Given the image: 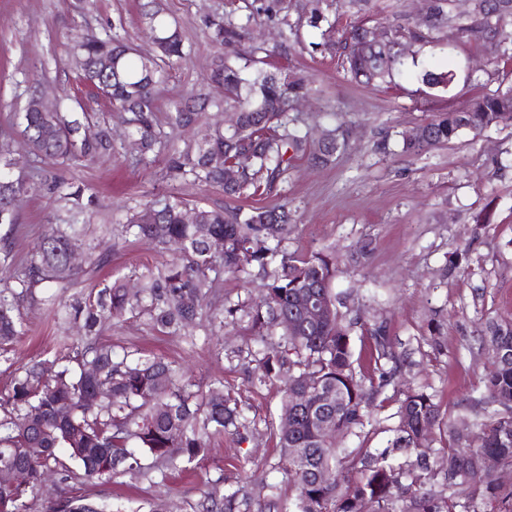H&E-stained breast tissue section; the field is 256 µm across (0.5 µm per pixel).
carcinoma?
<instances>
[{
  "label": "carcinoma",
  "instance_id": "carcinoma-1",
  "mask_svg": "<svg viewBox=\"0 0 512 512\" xmlns=\"http://www.w3.org/2000/svg\"><path fill=\"white\" fill-rule=\"evenodd\" d=\"M279 0H269L235 24L222 17L207 21L211 41L226 48L239 42L255 13L277 14ZM301 11L310 25L326 21L319 0H304ZM144 23L152 32L154 54L135 56L134 49L115 38L93 33L79 35L72 47L75 68L87 85L104 90L112 106L125 111L129 126V154L142 161L162 144L155 121V96L163 66L184 60V35L159 9H147ZM336 21L321 31L325 50L342 58L352 80L390 85L417 61H407V42L422 46L442 37H465L483 47L489 62L512 58V0H474L465 16L454 13L452 0H429L425 21H405L380 28L381 38L369 36V26L355 23L335 37ZM110 66L100 69L104 56ZM261 58L238 64L225 54L211 64L209 80L224 88V106L237 114L233 126L215 122L201 138L171 158L175 178L204 186H221L224 197L273 190L291 162L306 156L316 164L333 161L346 147L338 128L326 127L311 141L289 128L288 106L293 98L311 92L306 77L282 69L263 67ZM454 74L422 68V82L445 90ZM209 101L190 94L175 104L170 124L188 126L200 120ZM23 125L29 154L34 158L92 161L112 152V132L95 116L75 117L67 112H43L34 96L25 111L16 114ZM512 121V83L500 85L472 101L463 111H449L421 123L419 140L402 137L403 150L422 154L452 142L462 129L481 132ZM17 162L0 159V251L9 256L18 214L8 211L7 200L28 191ZM237 167L238 179L224 184V169ZM75 217L86 208L81 189L54 183ZM197 212L187 224V209ZM293 224L283 205L227 208L190 205L169 193L143 204L121 226V232L176 246L179 257L151 268L137 277L138 289L114 281L76 297L69 317L82 321L81 343L63 344L54 357L28 361L0 395V468L21 467L27 480L0 485V512H28L44 474L55 471L61 481L110 480L116 475L132 479L141 474L144 459L167 470L190 469L215 436L229 433L245 441L250 422L239 412L224 384L215 382L204 391H191L180 383V370L159 357L133 353L117 355L112 342L99 336V325L127 314L146 311L153 326L171 336H190L208 309L219 326L235 324L238 309L212 307L208 300L210 272L220 268L237 274L252 268L265 280L257 302L246 312L245 330L260 349L259 383L288 372L281 390L279 416H288L291 428L276 429L280 449L277 468L295 490V512H355L364 499L368 512H457L459 498L485 500L495 512H512V490L504 489L482 467V457L492 455L512 466V317L487 322L484 344L492 370L487 379L497 409L475 431L463 438L456 434L449 415L434 396L408 389L398 399L397 424L382 448H341L346 439L367 438L368 408L400 368L385 326L365 322L362 335L371 340L373 374L354 367L350 332L340 312L332 318L301 321L288 328L297 312L300 293L338 303L332 285L336 277V252L313 250L289 253L282 243ZM83 224H49L16 278L15 285L0 289V358L9 360L15 343L25 334L16 314L20 302L37 288L65 286L79 271L68 259L70 242L83 235ZM222 242L219 253L210 245ZM390 368H385L386 364ZM69 413L60 415V409ZM331 421L338 435L328 440L323 420ZM443 445L433 447L434 435ZM41 448L43 455L30 457L26 449ZM300 449L291 456L288 450ZM331 469L336 480L318 482L317 472ZM443 479L447 496L429 489ZM199 512H240V490L209 492ZM50 512H102L94 503L72 493L62 496Z\"/></svg>",
  "mask_w": 512,
  "mask_h": 512
}]
</instances>
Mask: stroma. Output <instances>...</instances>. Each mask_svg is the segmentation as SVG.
Segmentation results:
<instances>
[{
	"label": "stroma",
	"mask_w": 512,
	"mask_h": 512,
	"mask_svg": "<svg viewBox=\"0 0 512 512\" xmlns=\"http://www.w3.org/2000/svg\"><path fill=\"white\" fill-rule=\"evenodd\" d=\"M145 2L0 0V156L18 160L19 171H28L31 157L13 116L37 90L55 110L82 108L112 128L110 154L87 165L45 162L46 178L35 179L19 198L13 251L0 260V287L32 252L48 222L67 217L52 181L81 187L91 203L83 216L88 231L78 243L83 272L56 298L41 290L21 304L25 334L13 363L0 362V392L9 386L16 366L53 355L64 337L75 336L64 317L65 302L173 258V251L117 232L133 210L169 192L194 204L225 203L223 188L175 179L169 171L171 154L197 141L202 124L223 118V111L208 108L201 125L186 128L170 125L168 114L190 92L223 98L222 86L206 80L219 52L207 37L206 22L213 15L242 14L245 0H157L184 32L188 57L168 69L159 86L156 115L165 146L136 164L124 155L122 113L80 81L68 49L76 34L91 31L151 52V33L142 18ZM284 2L288 21L298 25L300 43L280 66L309 75L312 88L310 95L293 101L291 116L312 139L321 125L337 121L346 131L348 147L324 166L294 159L273 191L241 199L240 204H288L297 220L288 251L335 248L340 264L333 288L346 302L343 314L386 325L402 368L375 401L367 447L385 445L397 423V396L409 386L431 393L453 424H475L490 409L484 386L490 362L481 332L487 320L512 313V124L479 134L462 130L451 143L421 156L403 153L402 134L442 112L465 108L500 82H512V60L489 66L475 43L441 42L421 49L416 57L437 71L455 70L448 91L429 89L414 75L397 78L388 88L362 85L345 76L338 59L319 48L320 31L299 21L297 0ZM472 66L480 69L474 78L468 75ZM489 202L494 205L492 221L477 226L473 218ZM97 252L106 255L105 264L94 263ZM102 336L116 351L165 358L184 368L187 380L198 386L223 381L254 422L253 435L240 444L228 435L212 438L186 473H163L150 466L133 481L119 476L48 484L29 512H47L64 489L119 512H138L158 498L167 512H196L204 492L240 485L248 493V512H255L267 484L277 485L281 508L290 506L295 492L275 469L279 384L262 385L254 378L252 342L241 326L221 331L205 326L191 338L169 336L143 315L107 322Z\"/></svg>",
	"instance_id": "obj_1"
}]
</instances>
